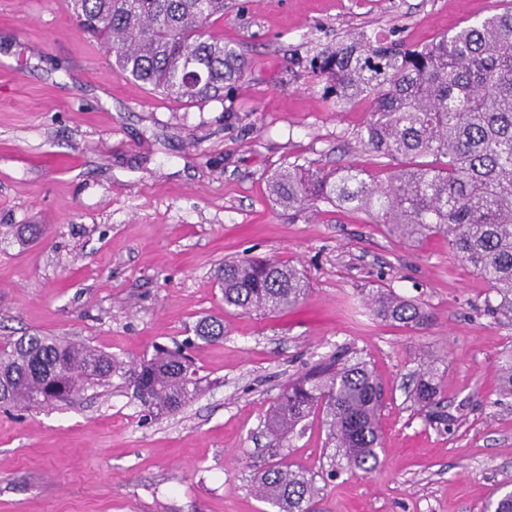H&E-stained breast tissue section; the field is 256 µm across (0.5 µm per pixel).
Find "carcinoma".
Instances as JSON below:
<instances>
[{
  "mask_svg": "<svg viewBox=\"0 0 512 512\" xmlns=\"http://www.w3.org/2000/svg\"><path fill=\"white\" fill-rule=\"evenodd\" d=\"M79 28L102 43L115 66L179 101L216 97L239 83L243 54L212 31L224 0H67ZM314 70L336 94V105L370 100L356 139L381 158L431 163L379 178L348 163L333 172L292 163L269 180L273 201L288 210L327 203L365 212L403 240L432 233L448 237L458 260L500 297L491 313H512V8L492 14L430 44L407 47L362 30L319 54ZM224 305L271 314L309 293L295 266L275 259L228 261L217 272ZM373 312L404 325L428 314L390 289L370 294ZM205 341L224 338V321L194 327ZM119 362L83 342L28 334L0 337V408L34 409L109 380ZM441 379L423 372L410 397L422 408L438 403ZM148 415L173 413L201 392V378L179 350L160 348L135 367L130 380ZM382 390L362 361L331 359L286 383L267 418L285 440L318 409L326 411L332 447L364 474L380 464ZM257 479V497L278 512H311V478L277 459Z\"/></svg>",
  "mask_w": 512,
  "mask_h": 512,
  "instance_id": "1",
  "label": "carcinoma"
}]
</instances>
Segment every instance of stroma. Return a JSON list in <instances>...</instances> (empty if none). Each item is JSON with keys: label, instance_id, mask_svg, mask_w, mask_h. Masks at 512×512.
Returning a JSON list of instances; mask_svg holds the SVG:
<instances>
[{"label": "stroma", "instance_id": "obj_1", "mask_svg": "<svg viewBox=\"0 0 512 512\" xmlns=\"http://www.w3.org/2000/svg\"><path fill=\"white\" fill-rule=\"evenodd\" d=\"M507 0H224L213 29L244 54L223 97L185 104L124 75L64 0H0V336L80 341L122 372L73 401L0 411V512H276L253 485L282 386L344 350L384 399L385 453L362 474L336 456L324 411L287 461L315 481L318 512H483L512 491V397L497 393L512 314L446 237L402 241L362 212L288 211L271 175L293 162L409 167L365 151L367 100L336 107L309 61L366 29L424 44L503 11ZM44 228L37 239L22 226ZM275 257L310 282L285 311L225 306L224 261ZM389 289L427 322L377 318ZM205 316L223 340H192ZM188 344L204 392L144 419L127 373L155 345ZM440 415L409 396L428 362Z\"/></svg>", "mask_w": 512, "mask_h": 512}]
</instances>
